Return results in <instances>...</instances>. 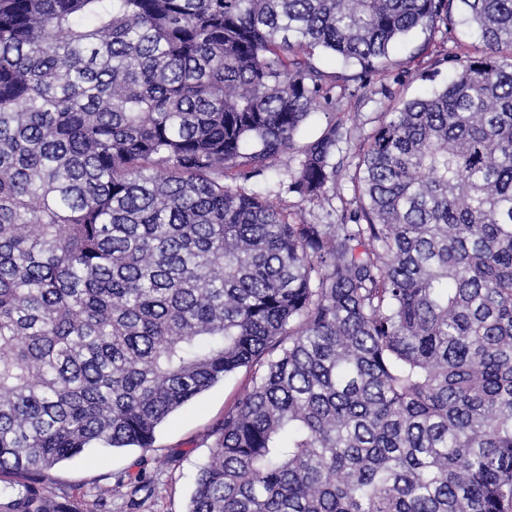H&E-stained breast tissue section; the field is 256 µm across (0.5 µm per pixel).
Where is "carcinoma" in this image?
<instances>
[{"label":"carcinoma","mask_w":512,"mask_h":512,"mask_svg":"<svg viewBox=\"0 0 512 512\" xmlns=\"http://www.w3.org/2000/svg\"><path fill=\"white\" fill-rule=\"evenodd\" d=\"M457 7L442 89L298 142L316 51ZM240 368L187 512H512V0H0V512Z\"/></svg>","instance_id":"cac0c4a2"}]
</instances>
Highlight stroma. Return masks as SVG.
<instances>
[{
  "label": "stroma",
  "mask_w": 512,
  "mask_h": 512,
  "mask_svg": "<svg viewBox=\"0 0 512 512\" xmlns=\"http://www.w3.org/2000/svg\"><path fill=\"white\" fill-rule=\"evenodd\" d=\"M412 42L427 44L426 53L414 58L408 50H396L387 75L361 80L335 57L317 56V65L333 73L344 91L343 98L336 102L337 112L362 132L376 126L380 112L402 106L439 86L453 68L452 57L473 54L475 37L457 19L431 34L415 33ZM247 382V372L238 371L176 411L157 429L154 448L149 453L137 448L96 446L82 458L57 465L52 471L54 491L83 499L89 506L95 499V483L109 475L116 479L108 500L109 512H187L198 471L213 442L211 430ZM141 474L152 477L153 483L134 506L128 500L125 481Z\"/></svg>",
  "instance_id": "35a3bbf8"
}]
</instances>
